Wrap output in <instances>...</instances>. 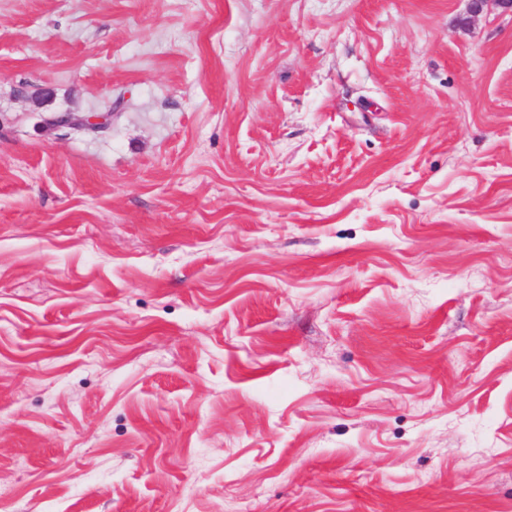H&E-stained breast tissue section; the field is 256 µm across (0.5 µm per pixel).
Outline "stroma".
<instances>
[{
    "label": "stroma",
    "instance_id": "1",
    "mask_svg": "<svg viewBox=\"0 0 512 512\" xmlns=\"http://www.w3.org/2000/svg\"><path fill=\"white\" fill-rule=\"evenodd\" d=\"M0 512H512V14L0 0ZM99 118L100 116L97 115H77L74 112H62L56 114L52 121L57 127L95 130L101 128L102 122H99Z\"/></svg>",
    "mask_w": 512,
    "mask_h": 512
}]
</instances>
